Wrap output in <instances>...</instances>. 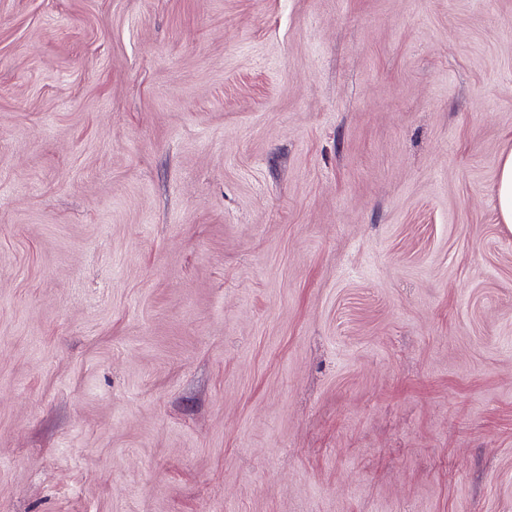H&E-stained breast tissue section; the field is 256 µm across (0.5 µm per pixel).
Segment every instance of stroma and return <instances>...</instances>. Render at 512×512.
<instances>
[{"label":"stroma","mask_w":512,"mask_h":512,"mask_svg":"<svg viewBox=\"0 0 512 512\" xmlns=\"http://www.w3.org/2000/svg\"><path fill=\"white\" fill-rule=\"evenodd\" d=\"M512 0H0V512H512ZM496 209L502 224H512V148L506 149L499 163L495 188Z\"/></svg>","instance_id":"stroma-1"}]
</instances>
